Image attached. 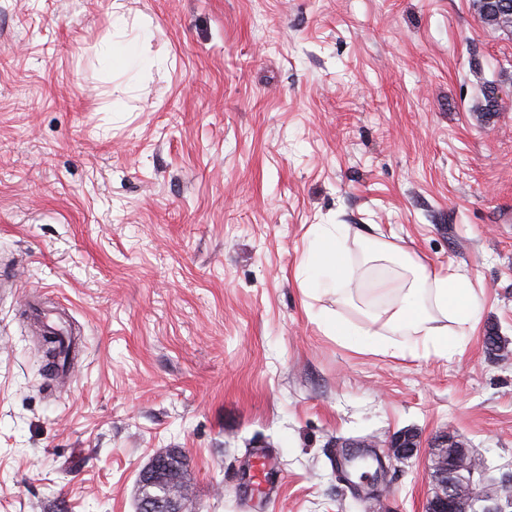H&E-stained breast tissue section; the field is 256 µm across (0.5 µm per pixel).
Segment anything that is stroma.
<instances>
[{
  "instance_id": "stroma-1",
  "label": "stroma",
  "mask_w": 512,
  "mask_h": 512,
  "mask_svg": "<svg viewBox=\"0 0 512 512\" xmlns=\"http://www.w3.org/2000/svg\"><path fill=\"white\" fill-rule=\"evenodd\" d=\"M120 11L0 0V512H134L168 448L185 512H424L446 430L477 484L512 470V35L472 0ZM119 40L150 66H110ZM317 224L357 265L381 235L467 272L475 328L445 357L330 336L369 297L303 291ZM37 309L79 339L65 375ZM406 429L384 476L338 472L342 442ZM385 447L388 448L389 457L408 459L414 455L419 446L416 434L411 431H405L394 436Z\"/></svg>"
}]
</instances>
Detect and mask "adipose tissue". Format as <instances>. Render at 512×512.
<instances>
[{"mask_svg": "<svg viewBox=\"0 0 512 512\" xmlns=\"http://www.w3.org/2000/svg\"><path fill=\"white\" fill-rule=\"evenodd\" d=\"M348 231L344 224H327L314 231L304 263L307 287L336 293L354 275L344 249ZM363 257L368 262H389L395 273L375 281V291L393 296L394 301L381 310L366 312L361 335L378 336L385 331H396L418 336L426 352L444 356L455 347L456 331L467 330L476 321L479 302L465 273H432L409 253L379 238L365 241ZM452 322L457 325L453 331L448 328Z\"/></svg>", "mask_w": 512, "mask_h": 512, "instance_id": "obj_1", "label": "adipose tissue"}]
</instances>
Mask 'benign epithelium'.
<instances>
[{
    "mask_svg": "<svg viewBox=\"0 0 512 512\" xmlns=\"http://www.w3.org/2000/svg\"><path fill=\"white\" fill-rule=\"evenodd\" d=\"M386 448L388 455L408 459L417 451L418 439L405 431ZM184 468L185 459L177 449L153 455L137 477L135 512H184L192 496ZM483 470L481 456L457 443L451 433L442 435L433 452V492L426 512H512V472L478 489L473 478Z\"/></svg>",
    "mask_w": 512,
    "mask_h": 512,
    "instance_id": "7a95c632",
    "label": "benign epithelium"
}]
</instances>
